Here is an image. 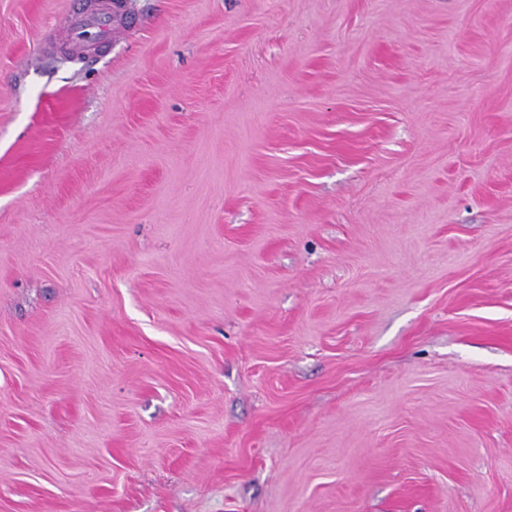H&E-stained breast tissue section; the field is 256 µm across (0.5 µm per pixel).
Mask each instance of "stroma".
Returning <instances> with one entry per match:
<instances>
[{"instance_id":"35a3bbf8","label":"stroma","mask_w":512,"mask_h":512,"mask_svg":"<svg viewBox=\"0 0 512 512\" xmlns=\"http://www.w3.org/2000/svg\"><path fill=\"white\" fill-rule=\"evenodd\" d=\"M0 0V512H512V0ZM98 1L93 11L77 4L72 11L64 33L69 48L78 54L89 52L91 42L112 43L116 28L112 23V0Z\"/></svg>"}]
</instances>
